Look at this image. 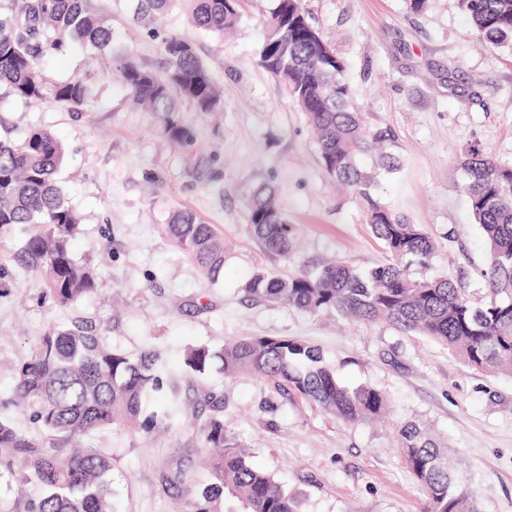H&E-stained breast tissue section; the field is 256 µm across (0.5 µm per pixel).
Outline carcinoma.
Masks as SVG:
<instances>
[{"label":"carcinoma","mask_w":512,"mask_h":512,"mask_svg":"<svg viewBox=\"0 0 512 512\" xmlns=\"http://www.w3.org/2000/svg\"><path fill=\"white\" fill-rule=\"evenodd\" d=\"M7 2V11L0 13V87L31 105L55 102L74 112L88 107L91 90L83 78L54 81L40 60L68 41L107 52L109 17L92 0ZM174 2L137 0L133 20L151 22ZM183 2L194 27L222 36L236 24L243 0ZM459 4L480 36L512 51V0ZM112 62L111 76L158 116L161 133L177 144L189 143L192 132L179 120L176 100L198 112H211L220 101L218 86L184 36L165 38L159 72L122 55L112 56ZM259 63L287 86L316 136L326 173L363 200L366 221L392 261L366 274L343 261L303 263L288 277L259 269L245 292L310 315L383 320L441 343L475 369L512 376V166L476 149L462 162L472 212L489 244L482 273L487 299H470L446 277L416 279L411 266L428 267L435 243L421 225L381 202L374 193L376 176L358 168L356 156L373 150L388 172L398 168L399 160L382 146L385 135L367 130L361 113L351 108L344 62L307 21L301 0H275ZM64 157L62 142L47 130L33 129L20 139L0 137V229L30 226L13 260L34 273L39 287L62 305L98 287L96 270L72 255L80 218L56 180ZM247 228L264 251L283 257L292 253L297 228L269 187L249 194ZM165 231L202 274L218 281L224 237L212 225L191 211L176 210ZM214 363L227 377L247 372L278 386L286 383L348 423H371L389 403L386 393L372 385L342 384L320 349L296 337L243 336L219 350L191 348L184 357L185 367L199 374ZM166 371L158 350L146 347L129 354L114 349L105 329L90 321L76 320L40 336L16 369L10 404L30 412L44 436L30 440L0 419V468L19 485L38 486L26 498L25 512H115L112 458L82 440L115 424L146 434L170 426L172 412L163 393ZM207 405L201 431L216 454L192 512H218L226 493L241 500L246 512H301L297 494L247 461L244 446L224 423L222 404L209 399ZM399 440L407 468L426 493L427 512H482L475 491L450 465L445 447L426 430L405 424Z\"/></svg>","instance_id":"cac0c4a2"}]
</instances>
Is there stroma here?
Segmentation results:
<instances>
[{
    "mask_svg": "<svg viewBox=\"0 0 512 512\" xmlns=\"http://www.w3.org/2000/svg\"><path fill=\"white\" fill-rule=\"evenodd\" d=\"M112 17V48L160 70L163 41L189 36L223 92L222 109L180 103L193 139L167 140L155 114L134 104L87 46L48 53L59 79L85 78L93 102L82 112L41 106L0 89V118L12 137L46 129L65 146L57 180L81 216L76 260L99 271L97 289L62 306L11 259L27 234L0 232V415L26 436L29 413L7 406L18 364L48 329L76 318L103 324L113 348L158 349L172 427L147 436L115 426L90 437L112 457L118 512H191L207 481L200 425L189 404L224 405V420L247 445L252 465L298 492L302 512H425L426 496L403 462L397 430L423 423L448 440L482 512H512V377L465 366L431 339L382 322L311 316L250 300L244 285L259 268L286 276L300 263L338 259L358 271L388 264L390 253L365 219L353 190L324 171L306 116L286 86L262 68L259 52L274 0H245L234 31L195 28L174 0L155 24L132 19L135 0H93ZM308 22L343 60L351 98L370 131H384L400 167L380 173L379 193L396 213L422 225L437 252L415 277H448L473 299L485 296L484 234L464 191L466 150L512 164V52L479 37L458 0H302ZM271 184L291 223L297 253L263 251L248 233L247 197ZM186 209L224 237V273L210 282L167 238L174 210ZM293 336L318 347L345 385L370 384L391 401L374 424L344 423L295 391L218 368L188 371V348L220 349L239 336Z\"/></svg>",
    "mask_w": 512,
    "mask_h": 512,
    "instance_id": "obj_1",
    "label": "stroma"
}]
</instances>
